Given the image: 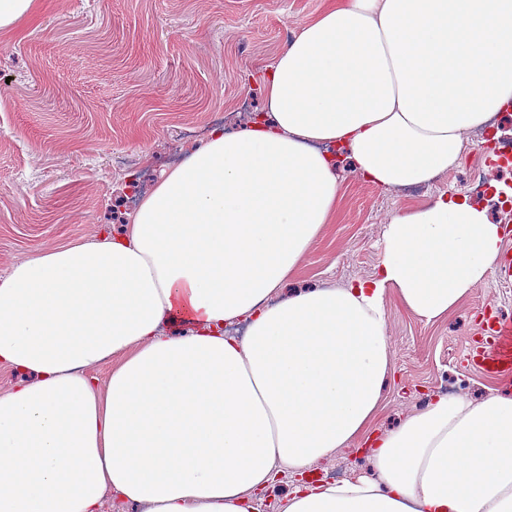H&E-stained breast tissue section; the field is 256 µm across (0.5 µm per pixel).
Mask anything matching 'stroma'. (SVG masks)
I'll return each instance as SVG.
<instances>
[{"label":"stroma","mask_w":512,"mask_h":512,"mask_svg":"<svg viewBox=\"0 0 512 512\" xmlns=\"http://www.w3.org/2000/svg\"><path fill=\"white\" fill-rule=\"evenodd\" d=\"M328 0H46L39 16L0 42V277L38 251L119 231L132 205L182 155L185 135L223 122L246 127L262 111L261 76ZM470 134L464 161L428 185L384 190L342 163L334 224L309 249L287 290L371 278L382 231L397 209L444 191L472 194L497 220L512 162ZM512 320V277L494 271L447 319L425 324L387 301L394 376L381 429L395 427L453 384L458 395L512 391L506 375L465 362L485 341L480 316Z\"/></svg>","instance_id":"1"}]
</instances>
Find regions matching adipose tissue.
Segmentation results:
<instances>
[{"label":"adipose tissue","mask_w":512,"mask_h":512,"mask_svg":"<svg viewBox=\"0 0 512 512\" xmlns=\"http://www.w3.org/2000/svg\"><path fill=\"white\" fill-rule=\"evenodd\" d=\"M121 234L36 251L0 279V512H512V396L441 395L393 430L386 300L425 323L495 268L506 235L468 197L395 211L375 274L283 288L333 223L339 166L397 190L459 162L512 110V0H330ZM244 336L230 334L236 322ZM111 364L107 382L96 371ZM368 446L371 472L315 463ZM292 488V478L289 474H280L271 492L263 501L257 504V512H276L273 509L275 500L279 503L283 500Z\"/></svg>","instance_id":"adipose-tissue-1"}]
</instances>
